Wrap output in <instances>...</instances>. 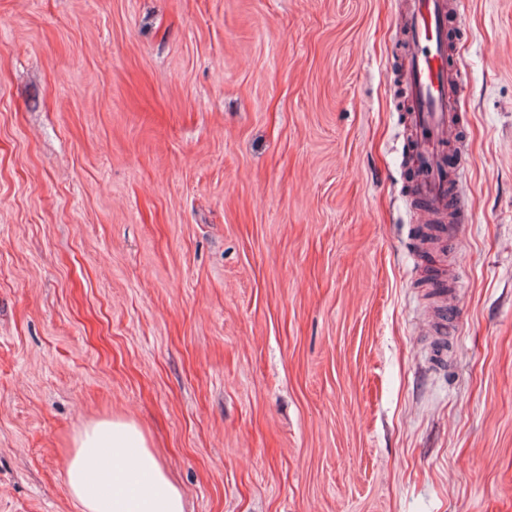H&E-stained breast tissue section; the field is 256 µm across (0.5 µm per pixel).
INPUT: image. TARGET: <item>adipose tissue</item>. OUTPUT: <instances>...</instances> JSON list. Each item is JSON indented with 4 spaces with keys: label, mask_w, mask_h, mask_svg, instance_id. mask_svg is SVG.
Listing matches in <instances>:
<instances>
[{
    "label": "adipose tissue",
    "mask_w": 512,
    "mask_h": 512,
    "mask_svg": "<svg viewBox=\"0 0 512 512\" xmlns=\"http://www.w3.org/2000/svg\"><path fill=\"white\" fill-rule=\"evenodd\" d=\"M64 467L82 512H187L182 491L133 421L84 425L71 438Z\"/></svg>",
    "instance_id": "ef3b65f1"
}]
</instances>
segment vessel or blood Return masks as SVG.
I'll use <instances>...</instances> for the list:
<instances>
[{
    "label": "vessel or blood",
    "mask_w": 512,
    "mask_h": 512,
    "mask_svg": "<svg viewBox=\"0 0 512 512\" xmlns=\"http://www.w3.org/2000/svg\"><path fill=\"white\" fill-rule=\"evenodd\" d=\"M446 0H407L403 17L401 81L411 130L407 166L425 221L464 220L456 167L460 80L450 49Z\"/></svg>",
    "instance_id": "1"
}]
</instances>
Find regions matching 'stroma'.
Here are the masks:
<instances>
[{"label":"stroma","mask_w":512,"mask_h":512,"mask_svg":"<svg viewBox=\"0 0 512 512\" xmlns=\"http://www.w3.org/2000/svg\"><path fill=\"white\" fill-rule=\"evenodd\" d=\"M456 3L472 210L422 255L400 0H0V512H81L103 418L189 512H512V0Z\"/></svg>","instance_id":"35a3bbf8"}]
</instances>
